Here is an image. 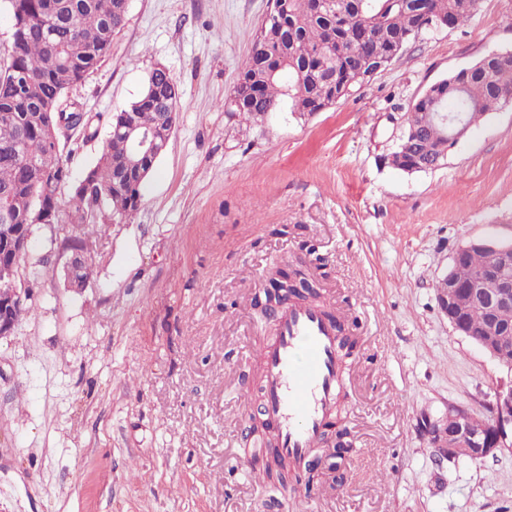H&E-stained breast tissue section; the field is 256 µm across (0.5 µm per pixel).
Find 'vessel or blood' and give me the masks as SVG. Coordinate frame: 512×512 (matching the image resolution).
Wrapping results in <instances>:
<instances>
[{
  "label": "vessel or blood",
  "instance_id": "vessel-or-blood-1",
  "mask_svg": "<svg viewBox=\"0 0 512 512\" xmlns=\"http://www.w3.org/2000/svg\"><path fill=\"white\" fill-rule=\"evenodd\" d=\"M276 320L274 334L259 350L264 417L283 456L303 467L321 447L336 405L341 374L336 327L308 305H287Z\"/></svg>",
  "mask_w": 512,
  "mask_h": 512
}]
</instances>
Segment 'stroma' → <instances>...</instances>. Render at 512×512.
I'll return each mask as SVG.
<instances>
[{
	"mask_svg": "<svg viewBox=\"0 0 512 512\" xmlns=\"http://www.w3.org/2000/svg\"><path fill=\"white\" fill-rule=\"evenodd\" d=\"M269 5L129 0L110 55L68 89L98 129L63 147L76 177L153 68L182 100L141 208L92 237L87 288L66 287L55 231L33 228L32 311L0 340V512H270L247 434L272 334L256 300L311 246L356 338L328 426L348 433L347 480L315 482L312 512H512V452L442 461L422 431L452 405L488 416L512 386L435 291L462 245L512 242V106L438 169L385 161L430 85L512 50V0H481L325 111L246 124L224 102Z\"/></svg>",
	"mask_w": 512,
	"mask_h": 512,
	"instance_id": "obj_1",
	"label": "stroma"
}]
</instances>
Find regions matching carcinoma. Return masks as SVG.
<instances>
[{
    "label": "carcinoma",
    "mask_w": 512,
    "mask_h": 512,
    "mask_svg": "<svg viewBox=\"0 0 512 512\" xmlns=\"http://www.w3.org/2000/svg\"><path fill=\"white\" fill-rule=\"evenodd\" d=\"M13 18L11 40L0 66V194L12 201V224H59V195L69 189L70 223L77 235L62 243L89 252L97 229L124 223L140 208L142 184L158 156L118 132L130 113L142 130L176 119L182 99L179 84L160 67L149 75L142 94L112 116L102 154L78 177L56 149L52 130L73 116L62 105L66 91L80 83L108 55L125 25L129 0H0ZM282 0L281 9L261 23L251 53L241 67L226 112L247 123L262 120L285 101L301 116L336 104L337 87L357 79L371 57L385 59L399 43L443 28L467 24L476 0ZM512 93V51L483 66L462 69L428 88L408 112L404 133L391 153V166L420 171L417 161L448 150V124L419 128L424 112L443 116L462 112L472 124ZM25 254L0 244V264L22 267L27 287L38 274L23 267ZM490 261L474 250L454 267L468 284Z\"/></svg>",
    "instance_id": "carcinoma-1"
}]
</instances>
